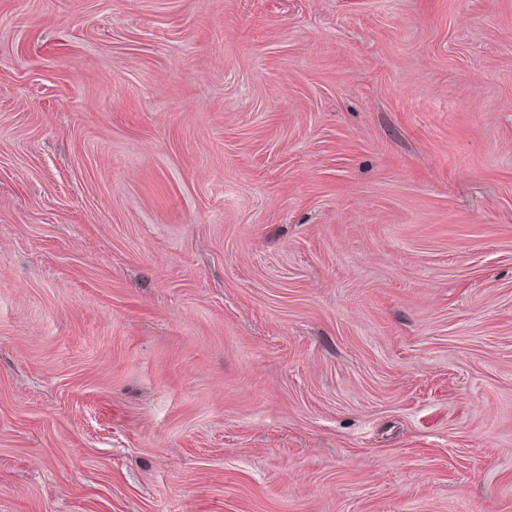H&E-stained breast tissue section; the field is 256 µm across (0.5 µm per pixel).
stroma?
I'll use <instances>...</instances> for the list:
<instances>
[{
    "instance_id": "obj_1",
    "label": "stroma",
    "mask_w": 512,
    "mask_h": 512,
    "mask_svg": "<svg viewBox=\"0 0 512 512\" xmlns=\"http://www.w3.org/2000/svg\"><path fill=\"white\" fill-rule=\"evenodd\" d=\"M0 512H512V0H0Z\"/></svg>"
}]
</instances>
